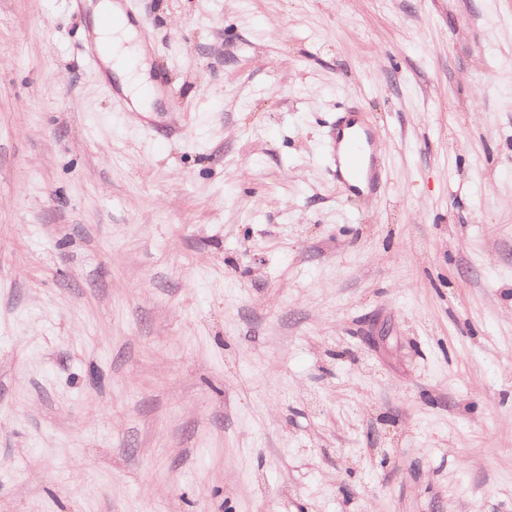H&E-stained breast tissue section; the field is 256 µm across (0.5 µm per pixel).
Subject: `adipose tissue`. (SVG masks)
<instances>
[{"mask_svg":"<svg viewBox=\"0 0 512 512\" xmlns=\"http://www.w3.org/2000/svg\"><path fill=\"white\" fill-rule=\"evenodd\" d=\"M89 8L94 39L107 48V66L122 78L124 90L134 103H148L151 94L149 66L137 31L127 23L114 28L102 25V17L114 8L112 0H91Z\"/></svg>","mask_w":512,"mask_h":512,"instance_id":"1","label":"adipose tissue"}]
</instances>
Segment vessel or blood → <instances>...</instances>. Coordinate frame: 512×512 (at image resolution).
Returning <instances> with one entry per match:
<instances>
[{
  "label": "vessel or blood",
  "instance_id": "obj_1",
  "mask_svg": "<svg viewBox=\"0 0 512 512\" xmlns=\"http://www.w3.org/2000/svg\"><path fill=\"white\" fill-rule=\"evenodd\" d=\"M375 147L376 139L368 125L346 117L337 118L329 149L336 180L347 193H380L383 175L375 163Z\"/></svg>",
  "mask_w": 512,
  "mask_h": 512
}]
</instances>
